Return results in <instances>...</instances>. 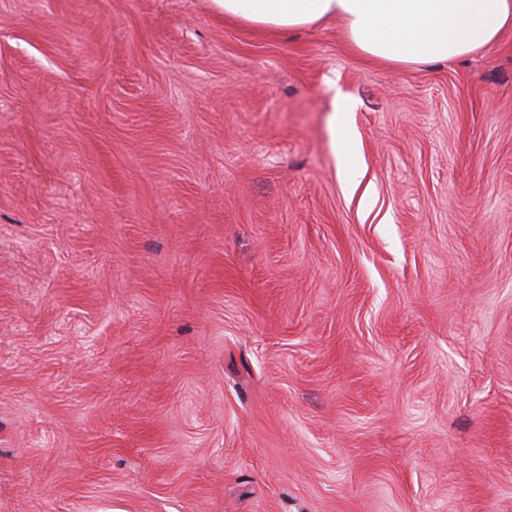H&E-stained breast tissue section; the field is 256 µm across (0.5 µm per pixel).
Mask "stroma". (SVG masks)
<instances>
[{"mask_svg": "<svg viewBox=\"0 0 512 512\" xmlns=\"http://www.w3.org/2000/svg\"><path fill=\"white\" fill-rule=\"evenodd\" d=\"M0 512H512V31L0 0Z\"/></svg>", "mask_w": 512, "mask_h": 512, "instance_id": "stroma-1", "label": "stroma"}]
</instances>
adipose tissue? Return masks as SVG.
<instances>
[{
  "label": "adipose tissue",
  "mask_w": 512,
  "mask_h": 512,
  "mask_svg": "<svg viewBox=\"0 0 512 512\" xmlns=\"http://www.w3.org/2000/svg\"><path fill=\"white\" fill-rule=\"evenodd\" d=\"M226 20L277 33L340 19L358 54L396 65L451 62L512 28V0H211Z\"/></svg>",
  "instance_id": "obj_1"
}]
</instances>
